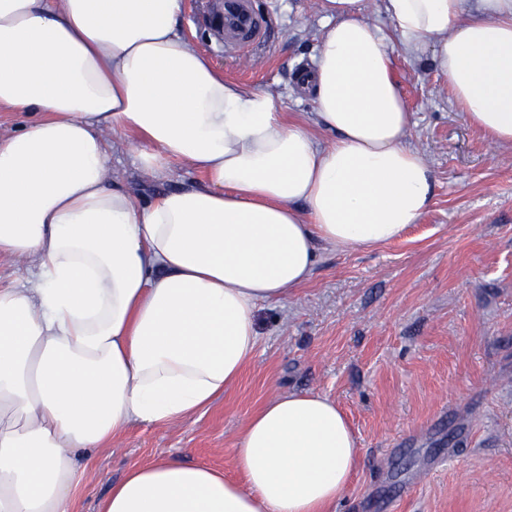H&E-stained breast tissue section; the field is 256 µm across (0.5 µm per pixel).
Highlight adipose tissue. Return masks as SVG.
I'll list each match as a JSON object with an SVG mask.
<instances>
[{
  "mask_svg": "<svg viewBox=\"0 0 512 512\" xmlns=\"http://www.w3.org/2000/svg\"><path fill=\"white\" fill-rule=\"evenodd\" d=\"M321 0L298 77L320 143L280 98L226 81L180 30L182 0H0V512H75L96 456L131 425L208 408L253 358L260 305L306 283L321 247L372 248L418 223L435 174L406 137L394 50L430 54L466 118L512 145V0ZM207 183L137 204L108 133ZM244 483L166 457L130 468L99 512H336L360 456L312 392L271 399L234 448Z\"/></svg>",
  "mask_w": 512,
  "mask_h": 512,
  "instance_id": "adipose-tissue-1",
  "label": "adipose tissue"
}]
</instances>
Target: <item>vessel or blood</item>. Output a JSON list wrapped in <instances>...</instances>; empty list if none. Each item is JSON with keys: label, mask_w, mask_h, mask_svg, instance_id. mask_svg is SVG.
I'll return each mask as SVG.
<instances>
[{"label": "vessel or blood", "mask_w": 512, "mask_h": 512, "mask_svg": "<svg viewBox=\"0 0 512 512\" xmlns=\"http://www.w3.org/2000/svg\"><path fill=\"white\" fill-rule=\"evenodd\" d=\"M209 21L228 52L260 43L269 28L266 17L256 11L253 0H215Z\"/></svg>", "instance_id": "b4317fda"}]
</instances>
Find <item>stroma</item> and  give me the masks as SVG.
Segmentation results:
<instances>
[{
  "label": "stroma",
  "instance_id": "obj_1",
  "mask_svg": "<svg viewBox=\"0 0 512 512\" xmlns=\"http://www.w3.org/2000/svg\"><path fill=\"white\" fill-rule=\"evenodd\" d=\"M254 3L271 27L256 49L226 53L206 0H183V32L225 79L279 97L286 121L310 122L297 76L322 34L319 0ZM394 55L412 112L407 142L436 178L419 223L371 249L323 250L308 282L258 309L259 345L238 381L186 421L131 426L99 453L76 512H98L132 465L163 457L237 478L248 418L290 391L336 401L357 437L336 512H512V146L467 121L430 59ZM140 146L119 134L110 156L136 202L205 183L177 160L164 181L150 178Z\"/></svg>",
  "mask_w": 512,
  "mask_h": 512
}]
</instances>
